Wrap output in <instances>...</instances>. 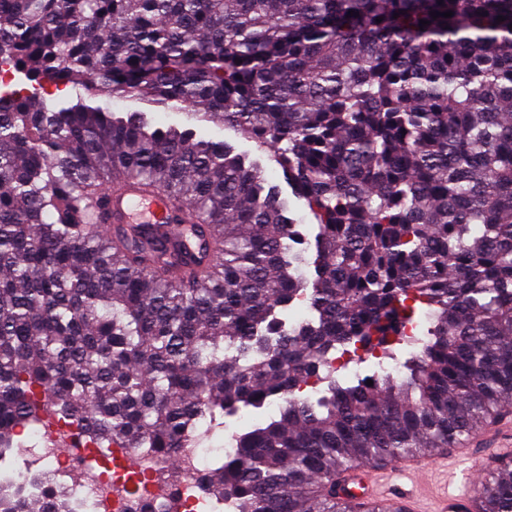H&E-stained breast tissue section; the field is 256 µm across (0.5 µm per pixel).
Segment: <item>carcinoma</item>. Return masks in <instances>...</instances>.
Masks as SVG:
<instances>
[{
	"label": "carcinoma",
	"instance_id": "1",
	"mask_svg": "<svg viewBox=\"0 0 512 512\" xmlns=\"http://www.w3.org/2000/svg\"><path fill=\"white\" fill-rule=\"evenodd\" d=\"M3 69L18 82L0 90V462L43 413L86 448L172 461L217 419L274 404L234 433L209 491L234 512H392L338 480L454 448L500 414L512 0H0ZM131 97L192 122L112 110ZM200 122L273 149L314 239ZM117 179L165 194L193 245L100 232ZM297 301L308 316L289 325ZM415 320L399 377L384 360ZM360 351L377 369L355 384L324 372ZM65 488L35 457L0 482V512H74ZM475 512H512L511 462Z\"/></svg>",
	"mask_w": 512,
	"mask_h": 512
}]
</instances>
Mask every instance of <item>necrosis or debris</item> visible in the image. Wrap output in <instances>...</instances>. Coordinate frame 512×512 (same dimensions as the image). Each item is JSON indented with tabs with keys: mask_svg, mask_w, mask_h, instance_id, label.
Instances as JSON below:
<instances>
[{
	"mask_svg": "<svg viewBox=\"0 0 512 512\" xmlns=\"http://www.w3.org/2000/svg\"><path fill=\"white\" fill-rule=\"evenodd\" d=\"M59 426L43 428L38 441L41 460L55 474L78 469L81 476L67 488L75 512H232L230 503L207 493L203 479L211 465L223 461L231 446H198L182 449L177 463L138 453L142 477L139 491H131L127 478L105 477L87 459L70 456L62 446Z\"/></svg>",
	"mask_w": 512,
	"mask_h": 512,
	"instance_id": "necrosis-or-debris-1",
	"label": "necrosis or debris"
}]
</instances>
